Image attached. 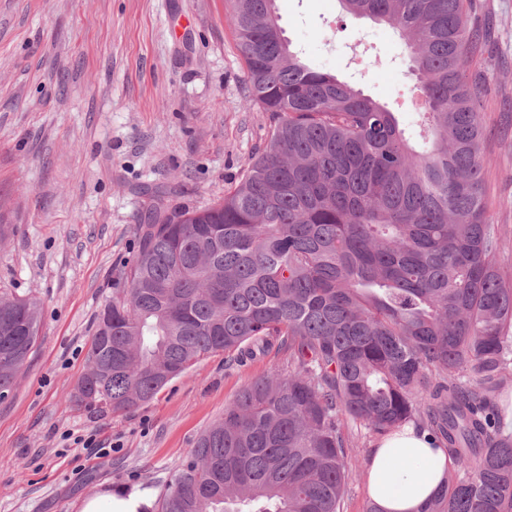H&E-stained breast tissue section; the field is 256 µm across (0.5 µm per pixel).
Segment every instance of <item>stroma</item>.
Instances as JSON below:
<instances>
[{
  "mask_svg": "<svg viewBox=\"0 0 512 512\" xmlns=\"http://www.w3.org/2000/svg\"><path fill=\"white\" fill-rule=\"evenodd\" d=\"M302 62L336 74L403 115L418 80L390 27L338 0H275ZM492 41L474 57L485 133V199L512 272V0H471ZM228 0H0V293L37 299V342L0 403V512H82L108 489L161 497L202 431L271 354L197 364L118 415L70 401L88 371L96 315L125 286L151 196L166 212L221 201L268 142L245 97ZM343 512H369L375 435L355 426ZM111 445L92 456L84 446Z\"/></svg>",
  "mask_w": 512,
  "mask_h": 512,
  "instance_id": "stroma-1",
  "label": "stroma"
}]
</instances>
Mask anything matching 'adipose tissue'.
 Wrapping results in <instances>:
<instances>
[{
	"label": "adipose tissue",
	"instance_id": "adipose-tissue-1",
	"mask_svg": "<svg viewBox=\"0 0 512 512\" xmlns=\"http://www.w3.org/2000/svg\"><path fill=\"white\" fill-rule=\"evenodd\" d=\"M454 461L407 424L382 436L368 463L367 495L377 512H421L447 484Z\"/></svg>",
	"mask_w": 512,
	"mask_h": 512
}]
</instances>
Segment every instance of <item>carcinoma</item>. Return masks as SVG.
I'll use <instances>...</instances> for the list:
<instances>
[{"label":"carcinoma","instance_id":"1","mask_svg":"<svg viewBox=\"0 0 512 512\" xmlns=\"http://www.w3.org/2000/svg\"><path fill=\"white\" fill-rule=\"evenodd\" d=\"M411 52L428 139L387 106L305 65L274 0H230L248 102L269 140L212 206L150 205L127 287L99 311L90 369L126 413L224 353L271 350L176 467L158 512H341L349 429L412 423L463 473L423 512H512V275L485 203L484 127L466 0H340ZM35 301L0 295V402L36 344Z\"/></svg>","mask_w":512,"mask_h":512}]
</instances>
